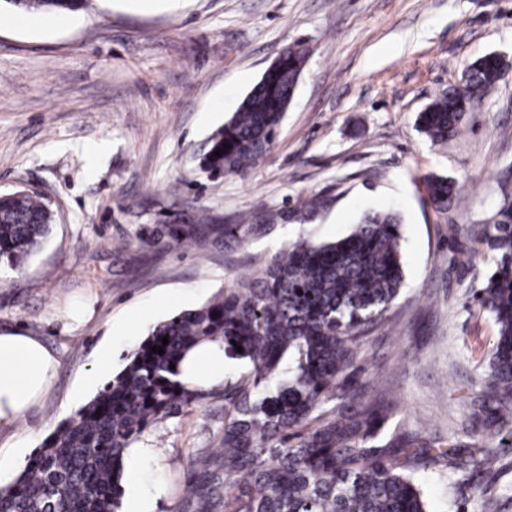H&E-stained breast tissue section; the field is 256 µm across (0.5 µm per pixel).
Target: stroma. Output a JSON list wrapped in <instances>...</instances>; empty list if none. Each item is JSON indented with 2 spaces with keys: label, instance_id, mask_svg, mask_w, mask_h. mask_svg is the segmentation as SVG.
<instances>
[{
  "label": "stroma",
  "instance_id": "1",
  "mask_svg": "<svg viewBox=\"0 0 512 512\" xmlns=\"http://www.w3.org/2000/svg\"><path fill=\"white\" fill-rule=\"evenodd\" d=\"M307 48L265 158L246 175L198 167L209 137L285 49ZM496 52L512 61V0H87L68 14L17 15L0 0V193L54 204L51 236L23 270L0 266V332L38 338L59 366L0 448L34 451L89 402L159 322L201 306L245 266L311 234L347 235L368 209L402 220L405 287L366 338L345 405H391L389 429L447 450L497 339L475 292L494 268L481 231L512 183V73L432 145L416 119ZM452 179L461 205L432 206L423 178ZM327 200L307 224L300 202ZM284 212L244 245L139 248L165 224ZM224 429V396L159 420L137 479L150 512H179L193 460ZM457 447L415 463L430 512H512V446L493 469Z\"/></svg>",
  "mask_w": 512,
  "mask_h": 512
}]
</instances>
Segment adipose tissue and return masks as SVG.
<instances>
[{"label":"adipose tissue","mask_w":512,"mask_h":512,"mask_svg":"<svg viewBox=\"0 0 512 512\" xmlns=\"http://www.w3.org/2000/svg\"><path fill=\"white\" fill-rule=\"evenodd\" d=\"M54 355L35 337L0 333V426L20 420L50 386L56 372ZM184 375L210 386L224 376V352L214 344L194 349L184 362Z\"/></svg>","instance_id":"adipose-tissue-1"}]
</instances>
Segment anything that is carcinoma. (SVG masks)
<instances>
[{"label": "carcinoma", "instance_id": "carcinoma-1", "mask_svg": "<svg viewBox=\"0 0 512 512\" xmlns=\"http://www.w3.org/2000/svg\"><path fill=\"white\" fill-rule=\"evenodd\" d=\"M22 13L66 14L86 0H5ZM306 50L290 47L238 110L208 140L201 168L214 178L244 173L274 143L292 101ZM512 63L486 54L468 64L461 84L420 113L432 143L455 134L466 118L455 100L479 111ZM223 150L219 156L213 155ZM424 185L433 205L459 201L443 176ZM323 198L304 201L293 217L306 224ZM56 223L52 205L25 189L0 194V264L20 270ZM258 225L169 224L167 244H244ZM484 239L494 269L477 292L497 340L471 401L472 418L489 429L512 426V198L503 197ZM401 224L390 211L363 213L351 232L329 243L303 238L250 268L202 306L156 325L129 362L86 405L64 419L0 488V512H119L128 449L155 421L201 403L207 390L182 378L186 355L218 343L246 372L224 407L215 448L196 457L197 485L181 512H429L410 465L416 442L382 434L390 406L375 398L348 413L332 402L359 346L380 325L403 286ZM168 344L162 345L161 338ZM163 347L164 353L152 352ZM175 368H170V365Z\"/></svg>", "mask_w": 512, "mask_h": 512}]
</instances>
